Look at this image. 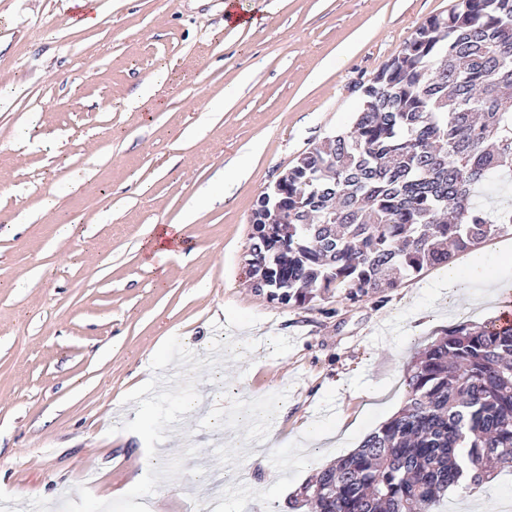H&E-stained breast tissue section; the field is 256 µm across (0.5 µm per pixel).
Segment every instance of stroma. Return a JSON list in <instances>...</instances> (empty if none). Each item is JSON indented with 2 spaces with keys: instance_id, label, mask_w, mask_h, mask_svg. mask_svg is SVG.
Here are the masks:
<instances>
[{
  "instance_id": "obj_1",
  "label": "stroma",
  "mask_w": 512,
  "mask_h": 512,
  "mask_svg": "<svg viewBox=\"0 0 512 512\" xmlns=\"http://www.w3.org/2000/svg\"><path fill=\"white\" fill-rule=\"evenodd\" d=\"M0 0V504L295 512L394 416L414 353L498 300L512 231L353 303L243 275L261 192L349 126L359 88L453 0ZM185 248L148 262L153 225ZM343 425L340 443L304 428ZM263 443L249 461V448ZM506 258L508 263V276L502 277L499 275H492L488 273L482 266H475L469 269L467 272V277L475 282L481 283L489 293H496L499 289L502 288H511L512 280H511V264H512V254L511 252H506Z\"/></svg>"
}]
</instances>
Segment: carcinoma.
Instances as JSON below:
<instances>
[{"mask_svg":"<svg viewBox=\"0 0 512 512\" xmlns=\"http://www.w3.org/2000/svg\"><path fill=\"white\" fill-rule=\"evenodd\" d=\"M251 259L270 297L356 302L512 230V0H456L366 85L352 127L288 169ZM405 406L305 488L312 512H433L512 471V328L461 322L407 370Z\"/></svg>","mask_w":512,"mask_h":512,"instance_id":"1","label":"carcinoma"}]
</instances>
